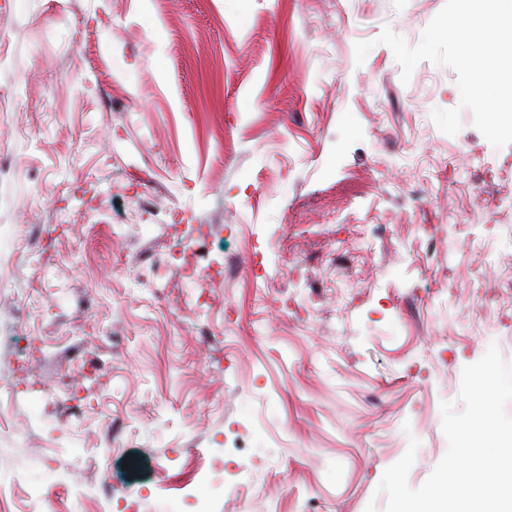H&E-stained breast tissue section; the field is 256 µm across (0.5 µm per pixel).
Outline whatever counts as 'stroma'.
<instances>
[{
  "label": "stroma",
  "mask_w": 512,
  "mask_h": 512,
  "mask_svg": "<svg viewBox=\"0 0 512 512\" xmlns=\"http://www.w3.org/2000/svg\"><path fill=\"white\" fill-rule=\"evenodd\" d=\"M444 4L0 0V246L30 243L0 256V327L44 341L22 369L0 348V512L217 458L211 512H384L413 438L426 480L463 367L512 363V143L377 41Z\"/></svg>",
  "instance_id": "obj_1"
}]
</instances>
